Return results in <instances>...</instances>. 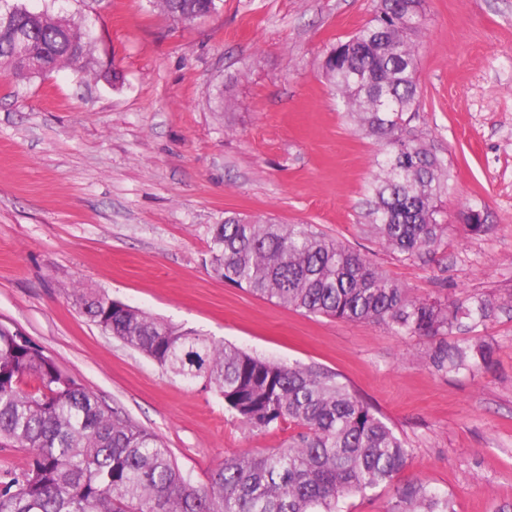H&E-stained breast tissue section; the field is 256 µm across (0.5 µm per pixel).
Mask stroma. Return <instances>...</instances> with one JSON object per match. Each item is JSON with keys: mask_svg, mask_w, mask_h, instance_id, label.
<instances>
[{"mask_svg": "<svg viewBox=\"0 0 512 512\" xmlns=\"http://www.w3.org/2000/svg\"><path fill=\"white\" fill-rule=\"evenodd\" d=\"M89 37L86 69L0 77V324L102 401L158 434L207 483L225 457L288 435L250 431L216 393L173 380L75 305L92 288L253 355L337 373L405 439L392 485L344 512H390L416 481L456 512H512V0H424L419 104L407 129L448 168V237L414 259L368 229L379 145L356 134L321 64L376 0H220L194 23L151 0H23ZM116 66L112 85L96 71ZM487 229L471 235L467 212ZM310 224L420 298L479 293L491 343L475 372L430 367L433 338L305 315L207 264L225 217Z\"/></svg>", "mask_w": 512, "mask_h": 512, "instance_id": "stroma-1", "label": "stroma"}]
</instances>
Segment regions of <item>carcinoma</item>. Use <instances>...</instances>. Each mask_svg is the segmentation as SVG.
Here are the masks:
<instances>
[{
    "instance_id": "obj_1",
    "label": "carcinoma",
    "mask_w": 512,
    "mask_h": 512,
    "mask_svg": "<svg viewBox=\"0 0 512 512\" xmlns=\"http://www.w3.org/2000/svg\"><path fill=\"white\" fill-rule=\"evenodd\" d=\"M178 21L207 17L215 0H156ZM422 0H378L374 19L322 63L348 117L378 139L384 157L371 183L370 232L407 259L434 252L448 233L437 206L442 161L404 126L418 102ZM30 34L28 58L15 31ZM87 34L63 30L49 12L0 0V74L28 80L56 67H83ZM209 263L252 294L315 316L381 323L397 333L446 336L464 320L486 323L494 305L478 296L418 298L372 263L308 224L228 216L210 230ZM75 303L102 332L157 363L174 379L215 391L251 431L291 429L288 445L227 457L195 485L159 437L64 373L28 337L0 325V448L26 456L0 471V512H340V503L391 484L405 442L339 375L318 366L254 356L87 289ZM493 346L439 343L438 371H472ZM392 512H456L453 496L423 482L398 491Z\"/></svg>"
}]
</instances>
